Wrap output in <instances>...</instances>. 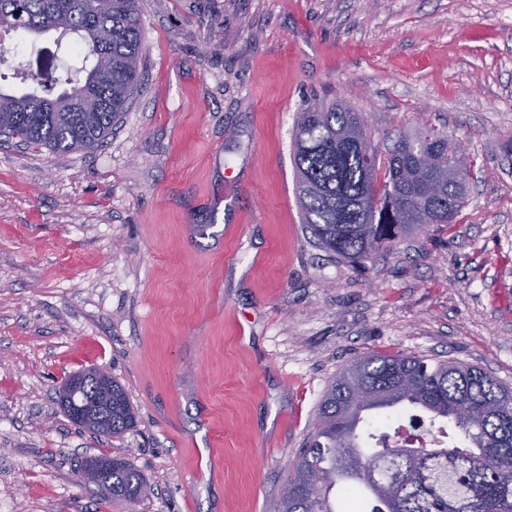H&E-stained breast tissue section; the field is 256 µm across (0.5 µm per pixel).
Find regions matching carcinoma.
Masks as SVG:
<instances>
[{
  "label": "carcinoma",
  "mask_w": 512,
  "mask_h": 512,
  "mask_svg": "<svg viewBox=\"0 0 512 512\" xmlns=\"http://www.w3.org/2000/svg\"><path fill=\"white\" fill-rule=\"evenodd\" d=\"M0 28L66 37L84 54V76L23 79L30 91L0 89V134L70 152L96 148L133 99L142 55L140 0H0ZM293 164L306 228L329 257L363 265L431 224L453 227L465 206L470 173L448 133L400 136L379 174L366 119L343 104L310 106L296 121ZM454 423L469 448L366 449L380 421L406 407ZM124 388L112 381V428L134 425ZM112 498L139 501L141 473L112 458L100 474ZM369 489L373 512H512V388L455 361L372 353L341 370L318 407L314 432L291 463L281 512H347Z\"/></svg>",
  "instance_id": "1"
}]
</instances>
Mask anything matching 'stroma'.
Segmentation results:
<instances>
[{
	"mask_svg": "<svg viewBox=\"0 0 512 512\" xmlns=\"http://www.w3.org/2000/svg\"><path fill=\"white\" fill-rule=\"evenodd\" d=\"M141 84L103 146L0 139V512H128L84 484L107 454L138 512H279L329 383L368 353L457 359L512 387V0H141ZM52 36L0 45L36 58ZM374 145L434 127L473 175L453 229L352 267L301 222L311 102ZM97 367L122 436L58 396ZM89 371H96L108 376L107 374L97 370ZM89 371L78 375L86 374ZM108 377L112 380V386L103 387L101 388V391L112 395V430L103 428L96 430V432L117 436L134 425L135 415L124 388L116 380L112 379V377ZM91 458H103L110 461L109 466L100 474L99 478L101 483L112 485V499L125 502L133 501L129 503L133 506L134 502H138L147 492L144 477L127 462L108 456H93L87 460Z\"/></svg>",
	"mask_w": 512,
	"mask_h": 512,
	"instance_id": "stroma-1",
	"label": "stroma"
}]
</instances>
